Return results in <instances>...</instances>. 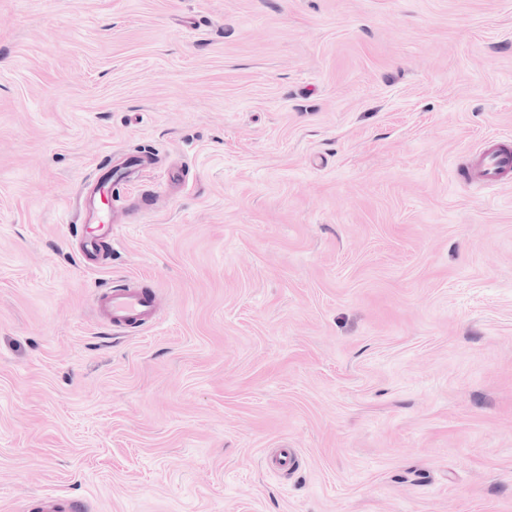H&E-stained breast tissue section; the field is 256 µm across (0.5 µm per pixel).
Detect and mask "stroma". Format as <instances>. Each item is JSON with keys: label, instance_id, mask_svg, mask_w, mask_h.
<instances>
[{"label": "stroma", "instance_id": "1", "mask_svg": "<svg viewBox=\"0 0 512 512\" xmlns=\"http://www.w3.org/2000/svg\"><path fill=\"white\" fill-rule=\"evenodd\" d=\"M503 136L512 0H0V512H512ZM512 178V139L499 137L475 152L467 168L466 181L470 186L499 187ZM134 165L115 155L111 168L101 175L89 177L80 186L77 220L75 224H68V229L72 239L79 244L81 262L89 269L98 264L104 247L112 245L116 224L124 218L112 213L113 177L118 173L120 179L134 187L140 179L132 175ZM92 302L104 323L118 334L154 325L161 309L158 293L140 286L134 278L122 286H104L92 295Z\"/></svg>", "mask_w": 512, "mask_h": 512}]
</instances>
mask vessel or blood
<instances>
[{"instance_id": "vessel-or-blood-1", "label": "vessel or blood", "mask_w": 512, "mask_h": 512, "mask_svg": "<svg viewBox=\"0 0 512 512\" xmlns=\"http://www.w3.org/2000/svg\"><path fill=\"white\" fill-rule=\"evenodd\" d=\"M134 165L116 156L105 173L86 179L79 189L77 220L69 233L79 244L83 265L95 268L105 246L111 245L119 215L113 214L112 183L121 177L127 185H137ZM512 180V139L499 137L478 149L467 169L466 181L477 187H499ZM92 302L104 323L116 333L134 327L152 326L159 318L160 298L156 291L140 286L130 279L121 286L97 290Z\"/></svg>"}]
</instances>
